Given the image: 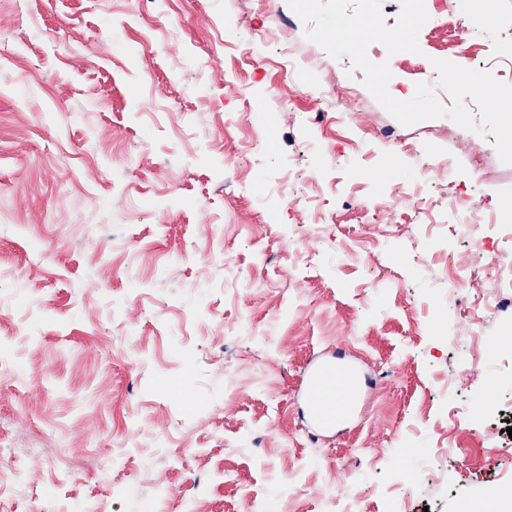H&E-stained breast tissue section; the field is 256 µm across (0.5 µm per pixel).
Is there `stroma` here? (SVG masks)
Segmentation results:
<instances>
[{
	"label": "stroma",
	"instance_id": "35a3bbf8",
	"mask_svg": "<svg viewBox=\"0 0 512 512\" xmlns=\"http://www.w3.org/2000/svg\"><path fill=\"white\" fill-rule=\"evenodd\" d=\"M425 7L420 53L367 50L399 100L407 68L502 58L482 20L512 30V0ZM304 33L286 0H0V512H388L401 489L484 512L512 488V308L469 250L512 224V164L479 177L494 136L400 124ZM477 184L499 205L473 227L453 203ZM407 193L421 215L390 208ZM339 350L369 382L313 443L301 376Z\"/></svg>",
	"mask_w": 512,
	"mask_h": 512
}]
</instances>
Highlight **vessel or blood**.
Listing matches in <instances>:
<instances>
[{"label": "vessel or blood", "mask_w": 512, "mask_h": 512, "mask_svg": "<svg viewBox=\"0 0 512 512\" xmlns=\"http://www.w3.org/2000/svg\"><path fill=\"white\" fill-rule=\"evenodd\" d=\"M361 387L354 367L330 359L315 362L300 386L310 432L316 436L334 432L351 416Z\"/></svg>", "instance_id": "b4317fda"}]
</instances>
